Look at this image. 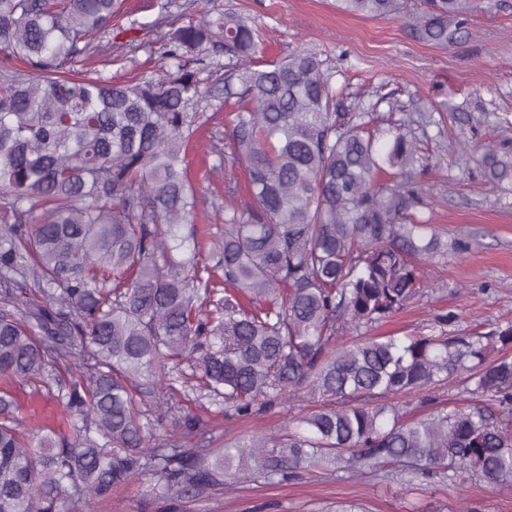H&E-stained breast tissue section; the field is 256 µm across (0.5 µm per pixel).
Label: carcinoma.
<instances>
[{
	"instance_id": "obj_1",
	"label": "carcinoma",
	"mask_w": 512,
	"mask_h": 512,
	"mask_svg": "<svg viewBox=\"0 0 512 512\" xmlns=\"http://www.w3.org/2000/svg\"><path fill=\"white\" fill-rule=\"evenodd\" d=\"M371 18L404 0H338ZM119 0H0V375L53 380L67 433L25 428L0 394V512H88L146 473L166 496L224 484L237 460L268 481L309 462L351 470L397 463L450 482L463 469L512 479V321L488 335L343 341L338 333L404 309L437 252L416 207L418 139L382 138L369 112H340L317 54L256 69L260 36L230 11L208 10L168 33L162 72L125 83L71 68L112 34ZM474 0H421L415 37H461ZM236 58L224 72L237 109L224 148L248 196L224 208L212 242L223 288L199 267L187 147L203 100L194 57ZM488 182L512 178L493 149ZM498 350L499 356L492 352ZM184 359L237 414L305 386L318 409L285 437L252 434L224 450L187 452L199 420L165 437L143 422L139 386L170 390ZM468 374L493 404L406 421L392 396Z\"/></svg>"
}]
</instances>
